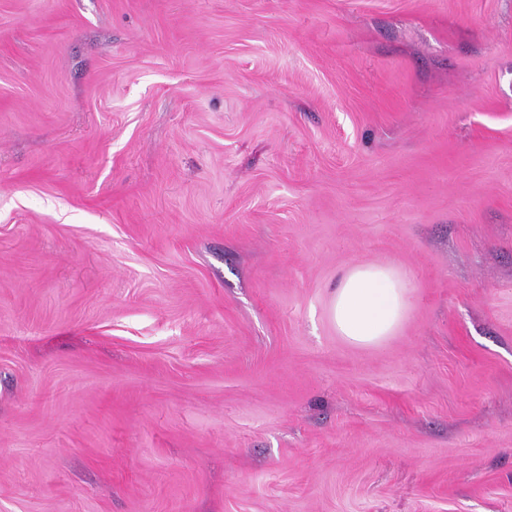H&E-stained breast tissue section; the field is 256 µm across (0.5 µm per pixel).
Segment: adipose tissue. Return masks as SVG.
<instances>
[{
	"mask_svg": "<svg viewBox=\"0 0 512 512\" xmlns=\"http://www.w3.org/2000/svg\"><path fill=\"white\" fill-rule=\"evenodd\" d=\"M411 304L407 273L389 265L359 263L341 274L331 314L339 336L355 345H370L392 335Z\"/></svg>",
	"mask_w": 512,
	"mask_h": 512,
	"instance_id": "1",
	"label": "adipose tissue"
}]
</instances>
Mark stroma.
Masks as SVG:
<instances>
[{
	"label": "stroma",
	"instance_id": "35a3bbf8",
	"mask_svg": "<svg viewBox=\"0 0 512 512\" xmlns=\"http://www.w3.org/2000/svg\"><path fill=\"white\" fill-rule=\"evenodd\" d=\"M0 512H512V0H0ZM407 273L389 265L359 263L340 276L332 294L336 332L354 345H370L391 336L412 304Z\"/></svg>",
	"mask_w": 512,
	"mask_h": 512
}]
</instances>
